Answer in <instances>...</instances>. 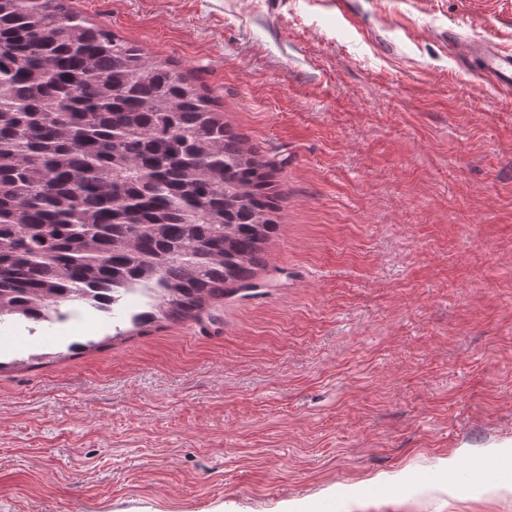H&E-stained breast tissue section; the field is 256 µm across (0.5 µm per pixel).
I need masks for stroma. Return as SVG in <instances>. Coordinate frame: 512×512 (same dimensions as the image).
<instances>
[{"label":"stroma","instance_id":"stroma-1","mask_svg":"<svg viewBox=\"0 0 512 512\" xmlns=\"http://www.w3.org/2000/svg\"><path fill=\"white\" fill-rule=\"evenodd\" d=\"M71 6L216 102L281 227L200 319L0 330V512H512V92L463 52L512 0ZM459 452L501 491L428 489Z\"/></svg>","mask_w":512,"mask_h":512}]
</instances>
